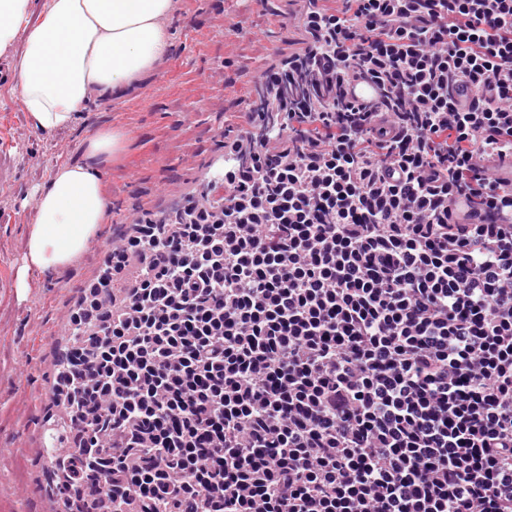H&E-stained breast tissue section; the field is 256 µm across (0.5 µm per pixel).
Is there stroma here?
Masks as SVG:
<instances>
[{
	"label": "stroma",
	"instance_id": "stroma-1",
	"mask_svg": "<svg viewBox=\"0 0 512 512\" xmlns=\"http://www.w3.org/2000/svg\"><path fill=\"white\" fill-rule=\"evenodd\" d=\"M302 8V0H177L167 61L89 103L62 132L26 125L16 80L0 60V449L12 460L0 466V512H47L57 492L38 453L59 419L48 392L67 342L56 331L97 275L100 252L132 216L170 212L222 165L224 135L246 124L260 75L298 48ZM105 126L122 129L128 147L102 174L111 206L94 244L57 273L27 270V287H18L36 187L81 161L86 139Z\"/></svg>",
	"mask_w": 512,
	"mask_h": 512
}]
</instances>
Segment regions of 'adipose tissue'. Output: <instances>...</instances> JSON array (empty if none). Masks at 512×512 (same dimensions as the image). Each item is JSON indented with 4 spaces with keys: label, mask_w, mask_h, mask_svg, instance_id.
<instances>
[{
    "label": "adipose tissue",
    "mask_w": 512,
    "mask_h": 512,
    "mask_svg": "<svg viewBox=\"0 0 512 512\" xmlns=\"http://www.w3.org/2000/svg\"><path fill=\"white\" fill-rule=\"evenodd\" d=\"M176 0H0V57L17 54L20 101L30 128L63 130L96 98L119 93L162 65ZM126 146L110 128L87 138L81 162L61 166L35 193L26 268L55 272L96 238L110 203L101 173Z\"/></svg>",
    "instance_id": "obj_1"
}]
</instances>
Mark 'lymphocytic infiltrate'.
I'll return each instance as SVG.
<instances>
[{"label":"lymphocytic infiltrate","instance_id":"lymphocytic-infiltrate-1","mask_svg":"<svg viewBox=\"0 0 512 512\" xmlns=\"http://www.w3.org/2000/svg\"><path fill=\"white\" fill-rule=\"evenodd\" d=\"M306 2L66 316V512H512V0Z\"/></svg>","mask_w":512,"mask_h":512}]
</instances>
